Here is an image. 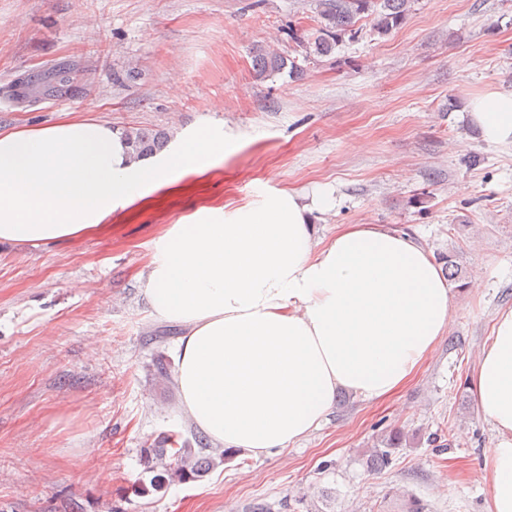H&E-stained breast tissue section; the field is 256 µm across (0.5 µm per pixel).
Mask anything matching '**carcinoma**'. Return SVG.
<instances>
[{"label": "carcinoma", "instance_id": "1", "mask_svg": "<svg viewBox=\"0 0 512 512\" xmlns=\"http://www.w3.org/2000/svg\"><path fill=\"white\" fill-rule=\"evenodd\" d=\"M412 0H318V13L320 26L312 36H294L297 46L301 48L303 59L327 57L331 55L336 46L345 40H354L360 34L356 27L359 18L364 14L373 16V31L386 35L400 25L409 11ZM252 69L260 79L273 78L284 72L288 76L297 78L303 69L293 59L287 58L278 52L263 45H257L250 51ZM47 81L56 80L67 86H74L71 69L65 65H58L45 73ZM130 153L135 158L147 157L164 149L167 136L161 131L147 128H129L123 130ZM405 440V435L399 429L390 431L387 437L381 440L383 447L372 452L373 465L383 467L389 462L391 451L399 448ZM168 441L174 446L172 457L174 467L172 475L178 479L197 476L206 470L208 460L201 456L205 447L193 449L179 442V436L172 434Z\"/></svg>", "mask_w": 512, "mask_h": 512}]
</instances>
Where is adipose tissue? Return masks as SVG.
Instances as JSON below:
<instances>
[{"mask_svg":"<svg viewBox=\"0 0 512 512\" xmlns=\"http://www.w3.org/2000/svg\"><path fill=\"white\" fill-rule=\"evenodd\" d=\"M466 110L487 143L512 145V92L474 97ZM237 149V137L212 126L138 161L105 122L0 133V242L84 237L115 208ZM332 206L328 191L281 190L201 210L159 238L138 275L152 313L184 330L182 406L224 447L256 457L286 449L320 425L340 389L388 399L451 326L453 290L426 249L377 224H345L320 243L312 215ZM471 390L495 431L491 512H512V310L495 320Z\"/></svg>","mask_w":512,"mask_h":512,"instance_id":"1","label":"adipose tissue"}]
</instances>
